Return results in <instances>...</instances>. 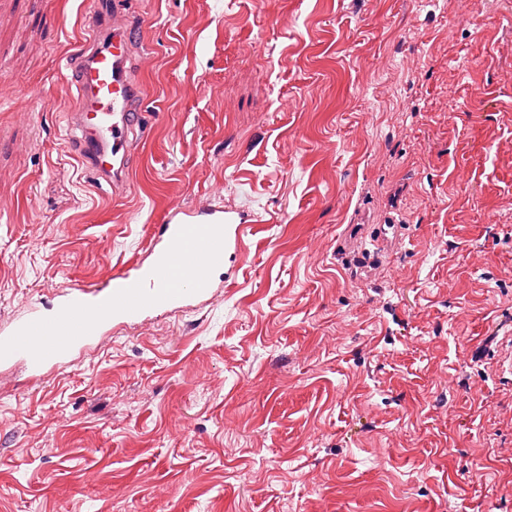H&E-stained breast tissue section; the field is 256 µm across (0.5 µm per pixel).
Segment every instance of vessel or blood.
<instances>
[{
  "mask_svg": "<svg viewBox=\"0 0 512 512\" xmlns=\"http://www.w3.org/2000/svg\"><path fill=\"white\" fill-rule=\"evenodd\" d=\"M87 6L93 29L69 61L77 103L67 115V126L93 178L115 188L126 185L134 151L146 132L140 119L136 41L127 0H88ZM235 224L226 212L174 211L154 225L145 257L102 283L70 287L53 311L34 308L1 328L0 364L21 361L41 376L91 349L112 323L206 297L213 288V271L224 265ZM405 238L403 227L393 220L371 227V242L381 251L403 245Z\"/></svg>",
  "mask_w": 512,
  "mask_h": 512,
  "instance_id": "obj_1",
  "label": "vessel or blood"
}]
</instances>
